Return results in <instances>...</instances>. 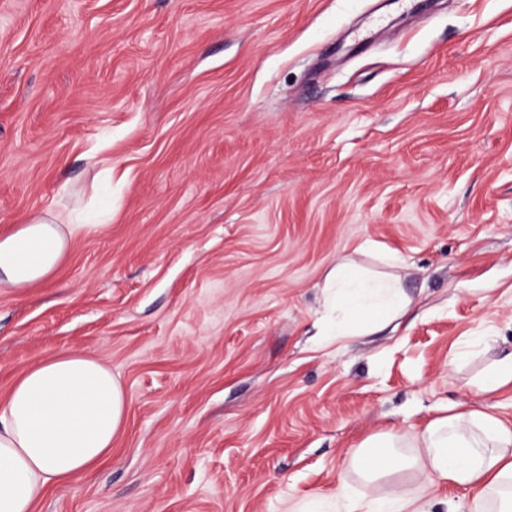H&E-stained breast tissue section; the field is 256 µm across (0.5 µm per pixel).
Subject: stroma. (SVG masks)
I'll return each instance as SVG.
<instances>
[{
    "mask_svg": "<svg viewBox=\"0 0 512 512\" xmlns=\"http://www.w3.org/2000/svg\"><path fill=\"white\" fill-rule=\"evenodd\" d=\"M111 211L0 291V401L61 351L126 420L34 512H299L512 352V0H0V231ZM412 303L322 336L337 258Z\"/></svg>",
    "mask_w": 512,
    "mask_h": 512,
    "instance_id": "stroma-1",
    "label": "stroma"
}]
</instances>
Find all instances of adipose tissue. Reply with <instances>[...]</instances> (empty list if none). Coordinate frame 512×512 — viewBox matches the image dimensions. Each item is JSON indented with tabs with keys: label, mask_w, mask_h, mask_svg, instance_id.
Returning <instances> with one entry per match:
<instances>
[{
	"label": "adipose tissue",
	"mask_w": 512,
	"mask_h": 512,
	"mask_svg": "<svg viewBox=\"0 0 512 512\" xmlns=\"http://www.w3.org/2000/svg\"><path fill=\"white\" fill-rule=\"evenodd\" d=\"M102 229L86 213L51 209L0 233V289L47 282L74 239ZM324 290L327 336L387 326L410 305L397 280L366 275L351 257L337 259ZM125 411L122 383L94 354L65 351L26 367L0 403V512H33L51 485L103 461ZM355 464L383 491L361 507L349 502L347 512H432L430 499L395 481L401 470L472 492L467 505L451 501L446 512H484L488 492L498 495V512H512V426L479 409L435 418L420 431L374 434L356 451Z\"/></svg>",
	"instance_id": "1"
}]
</instances>
